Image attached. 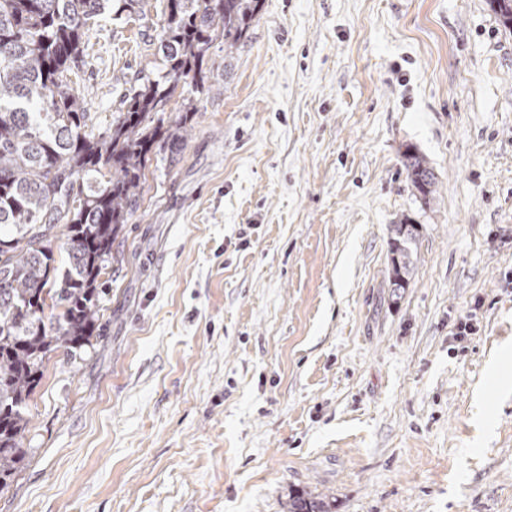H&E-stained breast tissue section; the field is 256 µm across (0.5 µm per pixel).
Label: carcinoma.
Listing matches in <instances>:
<instances>
[{
    "label": "carcinoma",
    "instance_id": "1",
    "mask_svg": "<svg viewBox=\"0 0 512 512\" xmlns=\"http://www.w3.org/2000/svg\"><path fill=\"white\" fill-rule=\"evenodd\" d=\"M146 0H0V492L25 460L27 408L45 361L90 344L99 331V277L120 262L113 245L138 206L155 148L178 149L180 123L163 128L178 89L202 91L212 42L239 47L262 0H166L160 18L162 75L143 74L122 101L108 133L95 132L80 96L84 36L110 10L119 19ZM512 28V0H490ZM407 176L430 202L436 176L412 148ZM68 262L53 266L57 228ZM420 225H392L389 279L408 286L418 268ZM305 491L288 512H334Z\"/></svg>",
    "mask_w": 512,
    "mask_h": 512
}]
</instances>
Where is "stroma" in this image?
Segmentation results:
<instances>
[{"mask_svg": "<svg viewBox=\"0 0 512 512\" xmlns=\"http://www.w3.org/2000/svg\"><path fill=\"white\" fill-rule=\"evenodd\" d=\"M159 10L85 37L99 131L160 61ZM207 59L100 278L99 336L45 364L0 512H287L294 489L512 512V29L489 0H264ZM402 158L403 166L412 186L424 202L429 203L434 192L433 187L436 184V176L433 170L429 167L426 159L411 147L406 149ZM420 226L410 217L392 224L389 242V279L395 291L406 288L418 268Z\"/></svg>", "mask_w": 512, "mask_h": 512, "instance_id": "obj_1", "label": "stroma"}]
</instances>
